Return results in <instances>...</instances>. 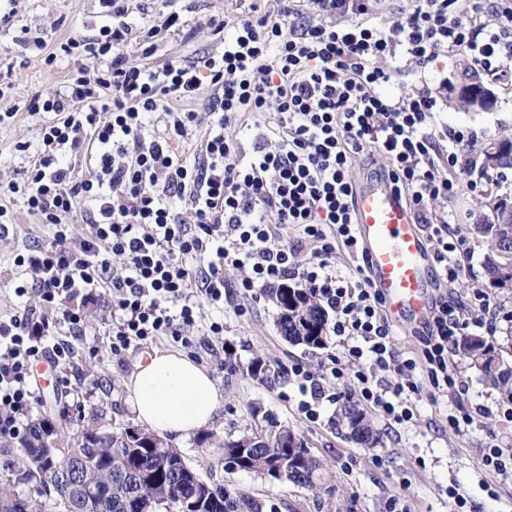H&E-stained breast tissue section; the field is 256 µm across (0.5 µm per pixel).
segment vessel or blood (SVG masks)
<instances>
[{
    "mask_svg": "<svg viewBox=\"0 0 512 512\" xmlns=\"http://www.w3.org/2000/svg\"><path fill=\"white\" fill-rule=\"evenodd\" d=\"M354 219L369 280L388 311L420 316L437 286L435 259L404 200L385 178L366 180L355 190Z\"/></svg>",
    "mask_w": 512,
    "mask_h": 512,
    "instance_id": "obj_1",
    "label": "vessel or blood"
}]
</instances>
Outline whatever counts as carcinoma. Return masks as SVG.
Returning a JSON list of instances; mask_svg holds the SVG:
<instances>
[{"label":"carcinoma","mask_w":512,"mask_h":512,"mask_svg":"<svg viewBox=\"0 0 512 512\" xmlns=\"http://www.w3.org/2000/svg\"><path fill=\"white\" fill-rule=\"evenodd\" d=\"M468 233L485 251L483 271L490 286L512 292L511 224H469ZM277 306L278 328L286 340L311 350L327 345L328 315L308 288H278L269 292ZM455 355L481 372L491 388L512 398V342L499 343L482 334L466 333L454 342ZM338 425L368 448L377 442L370 420L355 406H343ZM288 447H279L280 438ZM224 448L239 449L238 470L271 476L277 460L288 461L285 482L316 494L330 492L326 465L290 429L267 418L254 429L224 440ZM53 456L56 470L46 473L40 461ZM3 470L20 472L37 487L53 494L54 512H75L64 478L77 473L103 487V512H263L258 499L203 479L180 451L158 435L133 428L112 429L102 416L81 415L70 425L53 427L40 414L19 441L18 454ZM0 512H41L39 500L15 495L11 479L0 476Z\"/></svg>","instance_id":"obj_1"}]
</instances>
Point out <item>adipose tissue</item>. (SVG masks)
Masks as SVG:
<instances>
[{
	"label": "adipose tissue",
	"instance_id": "adipose-tissue-1",
	"mask_svg": "<svg viewBox=\"0 0 512 512\" xmlns=\"http://www.w3.org/2000/svg\"><path fill=\"white\" fill-rule=\"evenodd\" d=\"M136 420L180 440L212 423L224 396L211 373L181 352L157 349L124 380Z\"/></svg>",
	"mask_w": 512,
	"mask_h": 512
}]
</instances>
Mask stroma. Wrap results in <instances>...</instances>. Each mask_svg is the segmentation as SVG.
<instances>
[{"instance_id":"stroma-1","label":"stroma","mask_w":512,"mask_h":512,"mask_svg":"<svg viewBox=\"0 0 512 512\" xmlns=\"http://www.w3.org/2000/svg\"><path fill=\"white\" fill-rule=\"evenodd\" d=\"M260 11L276 14L278 0H130L127 22L132 28L125 51L132 63H149L161 67L168 61L190 60L210 53L222 54L224 39L214 34L209 19L234 22L247 15L251 4ZM179 13L181 27L164 29L169 13ZM98 0H0V113L14 111V118L0 123V173L18 178L29 165L30 154L16 151V142L38 148L40 129L47 116L29 111L34 96L49 97L62 92L66 75L82 59L78 55L58 53L53 65H46L42 53L32 46L34 38H42L48 49L70 37H90L111 24ZM159 28L154 38L155 52L143 57L140 34L146 25ZM468 54L462 50L442 53L428 64L430 87L441 105L436 125L464 124L472 138L458 146L466 164L458 175L460 192L452 201L436 203V210L450 214L449 237L464 238L466 251L460 256L458 279L447 286L448 302L469 310L474 293H487L496 303L500 318L489 322L487 333L496 339L512 334V323L505 321L512 312V295L491 287L483 269V249L468 237L465 224L481 200L487 184L478 174L479 148L486 136L512 132V68L490 76L483 82L493 83L498 103L487 112L458 108L456 87L462 71L470 67ZM11 220L8 235L0 237V312L12 313L36 306L38 299L29 294L14 296L11 286L21 281L22 271L13 264L17 253L44 240L49 229L31 214L18 195H0ZM86 316V334L73 364L66 369L54 368L55 381L39 394L40 402H53L55 408L64 403L78 404L84 411L100 409L112 419L116 428L136 427L137 422L128 404V392L121 382L129 375L140 357L154 349L186 352L212 373L224 393L208 429L175 441L174 446L188 463L206 480L224 484L275 504L277 512H389L393 495L402 494L409 512H452L454 502L447 495L448 487H456L467 501L469 512H512V481H505L485 467L480 448L494 441L503 448H512V426H503L496 413L503 398L483 382L479 372L459 358H452L450 371L467 388L465 405L489 408L483 429L475 434H457L448 427V415L454 408L450 396L422 394L416 401L415 420L406 428H389L378 413L370 418L379 437L368 449L345 437L334 423L344 402H357L354 383L328 382V392L335 399L322 403L317 420H309L299 407L301 396L292 380L290 369L298 362L310 366L329 362L341 354L336 336H329L325 348L314 351L288 343L276 325L277 309L266 293L243 299L240 306L225 304L224 308L203 307L202 323L220 320L224 336L214 349L184 347L170 337L131 347L119 356L104 355L109 325L98 302L90 299L80 304ZM263 356L268 364L265 377H253L248 367L255 356ZM100 361L101 370L88 372L89 362ZM259 408L275 422L288 426L304 442L312 454L327 463L334 486L332 494L313 492L290 484L279 483L245 471L227 472L220 464L223 451L220 438L237 436L254 425L251 410ZM384 458L383 466L371 461L372 454Z\"/></svg>"}]
</instances>
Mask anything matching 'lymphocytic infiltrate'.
Listing matches in <instances>:
<instances>
[{
    "label": "lymphocytic infiltrate",
    "instance_id": "f902f5d3",
    "mask_svg": "<svg viewBox=\"0 0 512 512\" xmlns=\"http://www.w3.org/2000/svg\"><path fill=\"white\" fill-rule=\"evenodd\" d=\"M99 3L112 23L98 35L68 38L55 53L34 39L46 64L61 52L100 67L92 76L77 69L64 92L31 100L30 110L49 115L41 147L23 181H0V190L22 194L29 212L51 228L15 259L27 276L15 294L35 293L42 311L0 318V437H20L28 427L38 401L31 363L48 354L64 367L74 358L85 316L67 300L106 289L111 356L160 336L211 343L224 324L198 329V310L223 303L228 268L242 273L239 294L292 280L333 313L341 356L292 369L306 414L316 416L326 382L352 378L360 400L390 426L411 424L424 387L454 386L452 344L482 327L490 300L475 293L481 314L468 318L440 297L417 334V356L397 352L364 265L342 275L331 263L337 250L361 252L349 171L367 151L388 160L391 187L433 245L444 279L454 280L463 242L449 239L448 217L432 204L456 194L463 165L443 142H462L469 132L434 127L439 104L428 88L394 95L391 62L403 51L410 68L422 69L440 52L464 48L475 71L500 72L512 62V0H412L386 31L372 21L374 0H280L273 16L251 14L232 25L210 20L225 35L222 55L159 69L125 54L124 0ZM206 89L215 121L202 154L190 157L177 145L197 114L169 101H191ZM156 112L166 125L151 132L145 119ZM239 123L253 131L250 147L224 134ZM89 146L98 151V170L81 179L63 157ZM83 202L91 206L90 233L79 240L61 218ZM288 225L297 235L286 242L279 231ZM116 256L121 266H114ZM52 307L60 315L49 316Z\"/></svg>",
    "mask_w": 512,
    "mask_h": 512
}]
</instances>
